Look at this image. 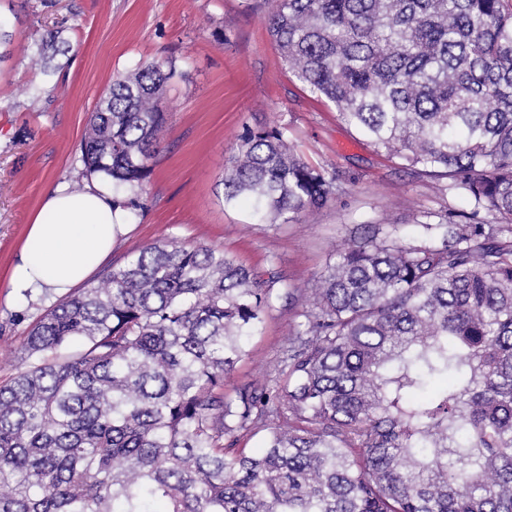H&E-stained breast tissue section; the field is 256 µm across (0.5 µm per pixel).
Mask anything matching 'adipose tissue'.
Here are the masks:
<instances>
[{"instance_id":"1","label":"adipose tissue","mask_w":512,"mask_h":512,"mask_svg":"<svg viewBox=\"0 0 512 512\" xmlns=\"http://www.w3.org/2000/svg\"><path fill=\"white\" fill-rule=\"evenodd\" d=\"M127 225L112 187L97 179L79 192L57 184L30 225L9 285L16 300L64 297L111 252Z\"/></svg>"}]
</instances>
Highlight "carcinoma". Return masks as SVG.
Here are the masks:
<instances>
[{"label":"carcinoma","mask_w":512,"mask_h":512,"mask_svg":"<svg viewBox=\"0 0 512 512\" xmlns=\"http://www.w3.org/2000/svg\"><path fill=\"white\" fill-rule=\"evenodd\" d=\"M267 32L312 95L471 211L425 213L411 242L364 226L299 291L275 374L232 395L280 279L204 245L129 252L36 321L0 381V512H512V0H271ZM61 34L36 43L37 95ZM174 75L113 80L85 127L86 172L129 214ZM335 181L286 128L249 127L224 203L286 224Z\"/></svg>","instance_id":"1"}]
</instances>
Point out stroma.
<instances>
[{
	"label": "stroma",
	"mask_w": 512,
	"mask_h": 512,
	"mask_svg": "<svg viewBox=\"0 0 512 512\" xmlns=\"http://www.w3.org/2000/svg\"><path fill=\"white\" fill-rule=\"evenodd\" d=\"M267 0H0L8 44L0 46V379L22 363L29 328L53 299L18 302L7 279L30 218L56 184L88 183L81 140L113 79L138 64L174 62L167 126L153 162L144 210L107 258L177 240L221 249L281 279L260 333L245 342L225 392L262 386L280 360L310 286L358 225H396L417 237L423 213L469 210L440 180L377 152L335 107L288 72L266 30ZM71 49L50 92L32 97L29 58L46 31ZM287 128L311 163L336 172V196L287 224H258L247 205L224 203V169L246 128Z\"/></svg>",
	"instance_id": "1"
}]
</instances>
